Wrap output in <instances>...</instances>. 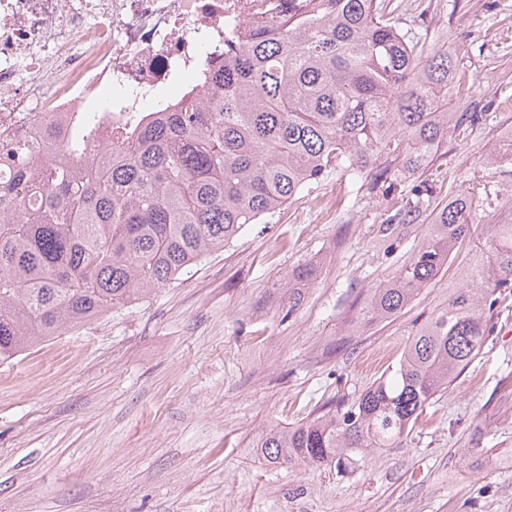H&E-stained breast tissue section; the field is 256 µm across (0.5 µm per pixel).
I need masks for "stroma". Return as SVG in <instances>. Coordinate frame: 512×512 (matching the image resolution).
Returning a JSON list of instances; mask_svg holds the SVG:
<instances>
[{
    "label": "stroma",
    "mask_w": 512,
    "mask_h": 512,
    "mask_svg": "<svg viewBox=\"0 0 512 512\" xmlns=\"http://www.w3.org/2000/svg\"><path fill=\"white\" fill-rule=\"evenodd\" d=\"M404 26L462 59L485 122L449 141L434 197L471 193V168L512 130V0H391ZM329 181L149 299L0 365V512H512V288L499 295L480 354L426 406L403 445L365 467L270 465V426L352 399L400 359L448 301L442 272L398 317L363 323L368 288L425 234L385 255L379 224L409 184L380 203ZM317 277L287 314L288 273Z\"/></svg>",
    "instance_id": "1"
}]
</instances>
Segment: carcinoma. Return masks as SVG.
<instances>
[{"label":"carcinoma","instance_id":"carcinoma-1","mask_svg":"<svg viewBox=\"0 0 512 512\" xmlns=\"http://www.w3.org/2000/svg\"><path fill=\"white\" fill-rule=\"evenodd\" d=\"M269 27L224 23V67L201 76L195 104L125 142L91 148L97 112H77L66 143L0 149V364L31 347L138 303L249 224L319 185L349 178L377 198L430 168L448 141L474 132L479 112L448 98L474 85L456 53L403 29L388 0H262ZM512 165V136L479 160L472 181ZM429 210L411 256L371 288L363 318L398 316L448 267L484 223L485 241L459 269L448 305L427 320L388 374L356 399L263 436L269 464L341 474L395 448L426 405L448 389L487 339L494 295L512 288V223L476 196L435 202L429 180L378 235L392 253ZM315 269L288 274V313Z\"/></svg>","mask_w":512,"mask_h":512}]
</instances>
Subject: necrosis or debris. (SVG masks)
Instances as JSON below:
<instances>
[{
  "instance_id": "necrosis-or-debris-1",
  "label": "necrosis or debris",
  "mask_w": 512,
  "mask_h": 512,
  "mask_svg": "<svg viewBox=\"0 0 512 512\" xmlns=\"http://www.w3.org/2000/svg\"><path fill=\"white\" fill-rule=\"evenodd\" d=\"M259 0H0V143L66 141L73 113L99 101L97 145L184 106L147 94L196 86L224 60V21L265 23Z\"/></svg>"
}]
</instances>
